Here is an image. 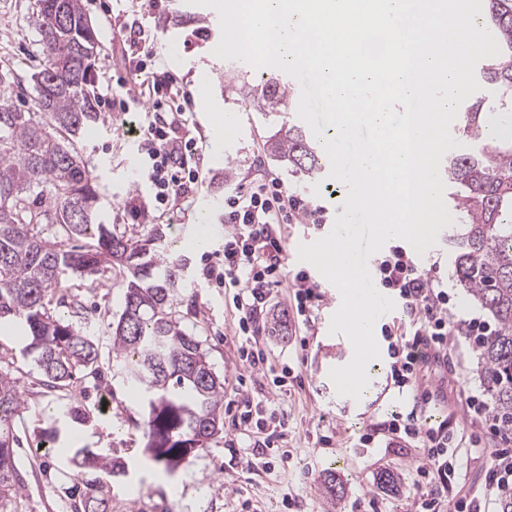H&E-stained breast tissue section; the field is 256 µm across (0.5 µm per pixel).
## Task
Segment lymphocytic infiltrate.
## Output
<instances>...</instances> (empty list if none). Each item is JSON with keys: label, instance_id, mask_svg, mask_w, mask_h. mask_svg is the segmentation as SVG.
Here are the masks:
<instances>
[{"label": "lymphocytic infiltrate", "instance_id": "lymphocytic-infiltrate-1", "mask_svg": "<svg viewBox=\"0 0 512 512\" xmlns=\"http://www.w3.org/2000/svg\"><path fill=\"white\" fill-rule=\"evenodd\" d=\"M181 127V115L176 112L170 121L151 119L131 128L143 144V170L160 207L185 197L200 180V168L188 162L196 152L195 143L180 137ZM323 213V208L309 207L303 199L287 194L275 178L253 181L225 198L228 231L224 235V260L218 263L204 257L202 275L216 285L236 287L233 301L239 312L240 335H253L280 283L283 246L274 225L291 223L302 214L317 221ZM376 273L380 285L393 295L409 320L408 329L396 333L389 344L390 377L399 391L417 397L419 404L433 403V393L419 383L425 363L419 345L429 347L442 361L448 356L449 337H464L472 346L492 326L478 316L455 318L447 289L402 247H392L378 259ZM410 441L422 444L424 462L416 472L421 482L432 487L431 492L417 498L415 512H444L448 495L462 476V437L452 425L428 427L417 410L396 412L363 433L360 445L394 448Z\"/></svg>", "mask_w": 512, "mask_h": 512}]
</instances>
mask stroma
Instances as JSON below:
<instances>
[{"instance_id": "35a3bbf8", "label": "stroma", "mask_w": 512, "mask_h": 512, "mask_svg": "<svg viewBox=\"0 0 512 512\" xmlns=\"http://www.w3.org/2000/svg\"><path fill=\"white\" fill-rule=\"evenodd\" d=\"M181 0H84L96 25L99 52L94 62L95 89L105 92L112 73L123 74L128 89H139L142 77L138 55L124 38L125 27L145 32L154 55L157 74H170L181 91L203 90L202 104L194 105L185 130L197 142L202 181L179 208L164 210L141 168V146L129 135L138 119L131 112H107L102 121L87 127L76 145L102 196L100 219L120 225L127 233L145 236L161 229L165 241L188 261V288L178 299L182 327L199 336L214 372L224 380L225 400L251 399L278 409L285 416V437L277 448L255 452L258 434H242L235 428L233 409L224 411V430L208 448L175 470L144 455L143 412L137 394L119 374L112 353L110 326L124 305L125 290L119 271L103 266L94 287L82 279L62 298L53 299L55 314L87 330L100 344L99 374L82 372L78 390L53 391L32 357L23 355L26 338L9 323L0 325V368L16 380L25 409L16 420L17 466L12 512H75L71 494L82 480L65 456L37 450L41 434L60 418L63 406L77 402L91 414V421L76 434L80 445L96 449L103 457L124 460L122 475L94 471L105 490L104 512H348L359 502L362 512H412L421 490L413 484L415 469L423 458L419 450L393 454L382 448L362 450L357 442L367 428L388 419L392 411L411 408L409 395L393 387L387 368L373 376L371 398L356 401L336 384L337 371L352 362L353 349L343 334H330L332 315L340 305L336 288L323 280L312 265L298 259V246L325 236L318 224H279L275 231L284 247L282 282L276 303L260 324L257 337L267 349L270 367L249 372L239 361L241 339L233 287L217 288L201 275L202 251L193 248L192 231L202 205L210 207L209 251L224 247V197L250 181L270 174L288 192L325 206L328 220H335L337 202L327 194L326 176L309 177L266 151L268 137L282 124L298 123L293 112H263L243 105L225 83L229 69H245V62L222 60L213 50L221 38L215 10L201 7L209 35H202L191 19L177 18ZM36 0H0V79L21 83L23 94L13 96L18 108H27L34 96L30 75L42 58L40 35L31 22ZM233 115L235 125L216 146L214 125L219 115ZM448 230H441L436 244L419 255L423 265H436L448 283L456 311L464 316L482 315V308L456 282L448 246ZM319 282L323 299L310 320L295 308L292 283L297 273ZM288 316L287 328H273L274 315ZM461 357L452 370H428L425 384L439 389L448 404V417L464 437L480 436L484 451L471 446L461 450L468 461L456 486L457 496L483 493L487 449L498 440L485 433L480 421L467 410L469 392L482 389L477 373V354L457 345ZM292 374L285 387L272 383L282 367ZM335 470L343 495L331 497L320 476ZM399 478L397 492L380 488V472Z\"/></svg>"}]
</instances>
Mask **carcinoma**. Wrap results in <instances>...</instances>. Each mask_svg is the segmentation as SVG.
Masks as SVG:
<instances>
[{
	"label": "carcinoma",
	"instance_id": "cac0c4a2",
	"mask_svg": "<svg viewBox=\"0 0 512 512\" xmlns=\"http://www.w3.org/2000/svg\"><path fill=\"white\" fill-rule=\"evenodd\" d=\"M34 23L44 60L33 74L37 96L22 110L0 91V321L19 322L30 342L24 351L52 388L73 387L99 357L93 337L51 311L71 277H92L103 265L125 275V302L112 328L120 372L141 398L145 452L169 468L188 463L224 430V381L212 370L202 341L176 314L185 289L186 262L173 256L155 231L142 239L100 221V195L74 139L100 119L90 87L97 55L95 23L83 0H38ZM485 23L500 53L485 59L480 82L512 108V0H485ZM242 100L262 112L293 106L283 77L259 81L240 75ZM478 101L465 112L463 136L475 144L448 159V183L463 225L448 238L460 287L495 324L478 346L480 373L501 430L512 433V137L508 126L489 134ZM267 150L314 175L324 156L301 127H281ZM83 239L81 246L70 241ZM24 406L16 381L0 370V512H11L15 485L16 418ZM79 473L99 466L93 448H66ZM83 512H100L103 487L85 481Z\"/></svg>",
	"mask_w": 512,
	"mask_h": 512
}]
</instances>
